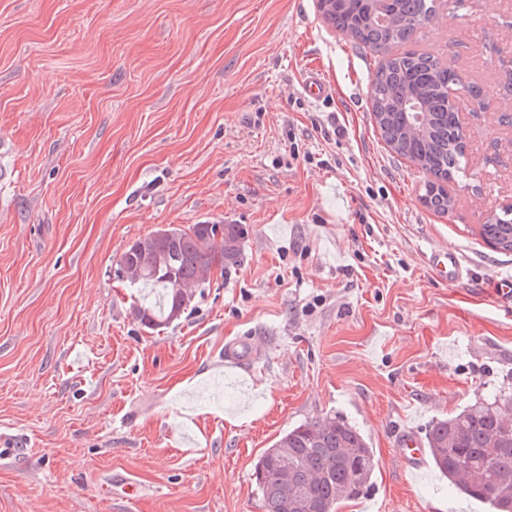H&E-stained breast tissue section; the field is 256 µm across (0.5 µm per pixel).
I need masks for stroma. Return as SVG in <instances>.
Instances as JSON below:
<instances>
[{
	"instance_id": "1",
	"label": "stroma",
	"mask_w": 512,
	"mask_h": 512,
	"mask_svg": "<svg viewBox=\"0 0 512 512\" xmlns=\"http://www.w3.org/2000/svg\"><path fill=\"white\" fill-rule=\"evenodd\" d=\"M420 46L495 91L465 103L449 216L374 124L377 54L316 0H0V432L24 441L0 512H264L258 458L330 415L376 461L337 512H488L399 439L512 392V254L480 236L512 203V0H444ZM202 221L246 227L241 264L147 332L112 268ZM303 90L305 94L313 101H323L328 97H331L334 92V88L331 84L327 83L321 76L318 69L309 68L305 72L303 79ZM430 264L441 277L448 280H456L461 271L457 258L452 251H440L431 256Z\"/></svg>"
}]
</instances>
